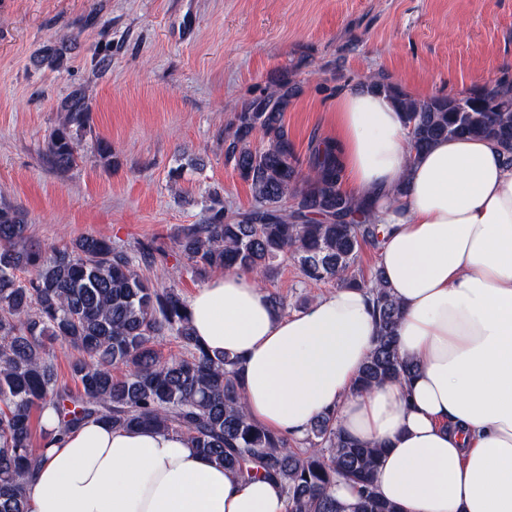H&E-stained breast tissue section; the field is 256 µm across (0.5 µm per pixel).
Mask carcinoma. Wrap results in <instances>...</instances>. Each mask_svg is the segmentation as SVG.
Instances as JSON below:
<instances>
[{"instance_id":"cac0c4a2","label":"carcinoma","mask_w":512,"mask_h":512,"mask_svg":"<svg viewBox=\"0 0 512 512\" xmlns=\"http://www.w3.org/2000/svg\"><path fill=\"white\" fill-rule=\"evenodd\" d=\"M34 63L59 71L63 54L48 47ZM368 87L404 112L415 153L444 138H488L512 166V82L500 80L459 98L417 99L376 76ZM295 96L284 76L233 113L221 139L224 162L249 185L254 206L233 216L208 208L201 223L181 228L176 248L200 276L241 270L262 278L290 257L308 282L368 289L378 336L356 390L408 381L416 365L397 347L400 306L380 268L367 279L356 274L361 250L379 247L382 225L367 200L342 192L336 147L314 144L301 170L284 122ZM63 112L42 149L58 171L78 158L76 136L88 123L85 94L72 93ZM258 138L265 142L261 148L254 146ZM45 250L31 239L23 209L0 202V512H29L26 477L39 453L32 417L46 409L60 433L105 421L114 429L185 435L238 477L280 482L286 512H399L374 489L382 449L348 437L334 415L316 418L302 447L250 419L238 361L200 344L188 302L142 272L156 263L152 246L129 250L86 235L49 258ZM22 269L32 272L23 282L16 276ZM47 336L77 352L71 363L77 389L58 384ZM167 337L184 352L163 356L156 341ZM120 365L127 374L117 377L112 368ZM340 480L353 490L348 503L331 492Z\"/></svg>"}]
</instances>
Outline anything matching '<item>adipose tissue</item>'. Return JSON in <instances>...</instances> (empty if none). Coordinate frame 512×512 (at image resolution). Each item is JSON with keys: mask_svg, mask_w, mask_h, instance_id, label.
Returning <instances> with one entry per match:
<instances>
[{"mask_svg": "<svg viewBox=\"0 0 512 512\" xmlns=\"http://www.w3.org/2000/svg\"><path fill=\"white\" fill-rule=\"evenodd\" d=\"M330 120L345 191L384 226L377 263L417 373L354 391L377 334L361 287L284 315L256 276L227 272L189 300L194 334L237 359L255 422L301 438L331 413L381 446L376 491L401 512H512V167L486 138L413 154L402 112L362 86ZM27 488L29 512H285L278 483L238 479L186 437L103 422L49 442Z\"/></svg>", "mask_w": 512, "mask_h": 512, "instance_id": "1", "label": "adipose tissue"}]
</instances>
